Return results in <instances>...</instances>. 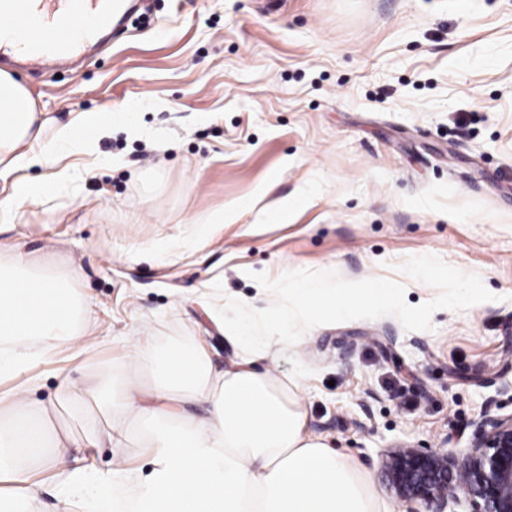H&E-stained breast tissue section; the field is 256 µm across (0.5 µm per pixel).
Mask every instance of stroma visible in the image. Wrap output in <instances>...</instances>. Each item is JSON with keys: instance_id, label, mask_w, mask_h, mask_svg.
Returning a JSON list of instances; mask_svg holds the SVG:
<instances>
[{"instance_id": "stroma-1", "label": "stroma", "mask_w": 512, "mask_h": 512, "mask_svg": "<svg viewBox=\"0 0 512 512\" xmlns=\"http://www.w3.org/2000/svg\"><path fill=\"white\" fill-rule=\"evenodd\" d=\"M148 24H112L95 43L40 66L0 57L45 120L43 141L80 113L135 110L93 154L0 175H82L74 196L26 207L0 230V259L77 272L90 311L82 343L31 371L53 403L58 367L75 390L119 359L127 337L203 344L215 370L246 359L208 297L262 309L254 272L334 270L404 283L408 304L436 295L399 270L433 255L479 275L492 302L442 309L426 331L392 316L313 327L271 348L261 368L302 374L307 431L348 455L380 512H405L379 457L407 444L467 446L469 423L512 368V0H153ZM269 208L285 221L266 222ZM224 221L209 223L215 211ZM203 247L180 248L191 228ZM124 448H78L86 502L110 497L115 457L147 462V424Z\"/></svg>"}]
</instances>
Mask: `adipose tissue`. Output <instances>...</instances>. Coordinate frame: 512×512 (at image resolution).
<instances>
[{
  "instance_id": "1",
  "label": "adipose tissue",
  "mask_w": 512,
  "mask_h": 512,
  "mask_svg": "<svg viewBox=\"0 0 512 512\" xmlns=\"http://www.w3.org/2000/svg\"><path fill=\"white\" fill-rule=\"evenodd\" d=\"M130 122L127 113L84 112L41 145L44 123L33 98L0 70V164L7 168L88 152L93 136ZM80 180L79 172L65 170L49 181H15L0 199V224H14L25 204L77 192ZM29 265L20 252L0 265V376L25 371L45 356L46 346L83 339L82 305L67 281L31 274ZM299 386V379L258 370L247 360L214 372L200 346L161 351L147 337L127 338L113 371L87 387L98 411L112 419L106 433L75 439L55 430L27 386L0 393V409L14 415L0 421V512H22L37 498L31 450L40 449V461L63 490H77L88 476L73 449L103 440L123 447L131 416L154 425L150 468L144 474L112 469L110 512H377L370 480L308 433ZM196 405L203 413H193Z\"/></svg>"
}]
</instances>
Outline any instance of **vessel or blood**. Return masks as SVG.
<instances>
[{
	"mask_svg": "<svg viewBox=\"0 0 512 512\" xmlns=\"http://www.w3.org/2000/svg\"><path fill=\"white\" fill-rule=\"evenodd\" d=\"M34 0H11V19L27 28L31 37L16 46L21 57L32 58L60 49L75 48L86 34V4L77 0L75 5L62 10L34 8Z\"/></svg>",
	"mask_w": 512,
	"mask_h": 512,
	"instance_id": "b4317fda",
	"label": "vessel or blood"
}]
</instances>
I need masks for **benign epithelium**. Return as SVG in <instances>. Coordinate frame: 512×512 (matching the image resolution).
Returning a JSON list of instances; mask_svg holds the SVG:
<instances>
[{
    "mask_svg": "<svg viewBox=\"0 0 512 512\" xmlns=\"http://www.w3.org/2000/svg\"><path fill=\"white\" fill-rule=\"evenodd\" d=\"M469 446L460 454L409 445L381 453L389 490L405 504L447 512L448 502H468L470 512H512V413L495 400L469 424Z\"/></svg>",
    "mask_w": 512,
    "mask_h": 512,
    "instance_id": "obj_1",
    "label": "benign epithelium"
}]
</instances>
